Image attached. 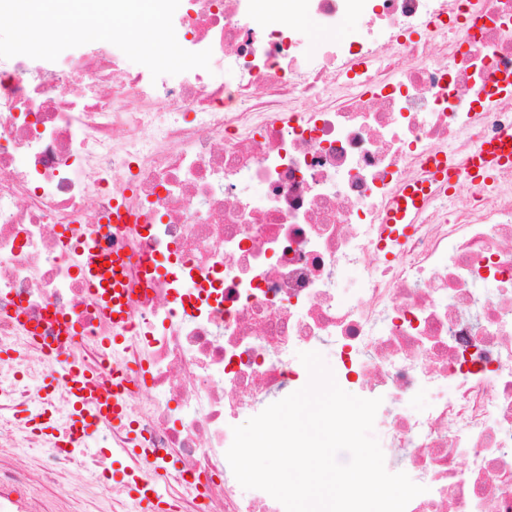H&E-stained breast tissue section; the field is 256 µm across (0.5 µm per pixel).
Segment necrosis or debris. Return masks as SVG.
<instances>
[{
    "instance_id": "4bbe7bcc",
    "label": "necrosis or debris",
    "mask_w": 512,
    "mask_h": 512,
    "mask_svg": "<svg viewBox=\"0 0 512 512\" xmlns=\"http://www.w3.org/2000/svg\"><path fill=\"white\" fill-rule=\"evenodd\" d=\"M258 2L180 0L176 39L211 50L220 82L128 70L102 41L0 58V512H56L76 469L115 512L131 446V477L171 466L168 512H285L226 452L241 417L297 391L295 352L324 345L340 387L380 399L387 471L425 488L406 512H512V167L462 177L512 129V0ZM437 154L455 181L387 223ZM87 254L125 261L120 327ZM62 321L76 339H55ZM78 367L106 390L125 368L134 434L71 441Z\"/></svg>"
}]
</instances>
